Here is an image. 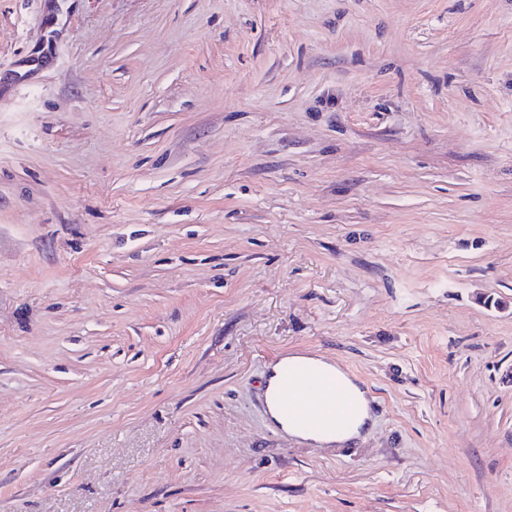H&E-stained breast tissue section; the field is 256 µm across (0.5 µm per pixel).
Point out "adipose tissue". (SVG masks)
<instances>
[{"label": "adipose tissue", "instance_id": "1", "mask_svg": "<svg viewBox=\"0 0 512 512\" xmlns=\"http://www.w3.org/2000/svg\"><path fill=\"white\" fill-rule=\"evenodd\" d=\"M304 364L328 376L340 393L351 397L354 411L349 419H341L333 404H326L327 416L320 427L300 429L289 422L281 427L288 434L302 441L317 445H342L359 438L371 421L369 389L357 377L349 374L338 364L314 354H292L276 361L269 372L266 396L271 418H278L277 391L285 369Z\"/></svg>", "mask_w": 512, "mask_h": 512}]
</instances>
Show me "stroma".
Segmentation results:
<instances>
[{
  "label": "stroma",
  "mask_w": 512,
  "mask_h": 512,
  "mask_svg": "<svg viewBox=\"0 0 512 512\" xmlns=\"http://www.w3.org/2000/svg\"><path fill=\"white\" fill-rule=\"evenodd\" d=\"M0 512H512V0H0ZM304 364L315 371L328 376L340 393L351 397L354 411L348 420L342 421L337 407L326 403L327 416L318 428L299 429L291 422H286L279 415L290 418L297 426L312 428L316 423L315 408L302 386H296L299 396L288 391V370L277 396L284 370L288 367ZM369 389L357 377L349 374L338 364L314 354H292L280 358L269 372L266 396L268 412L271 418L288 434L302 441L317 445H342L359 438L368 429L371 422ZM277 396V402H276ZM278 403V406H277Z\"/></svg>",
  "instance_id": "35a3bbf8"
}]
</instances>
